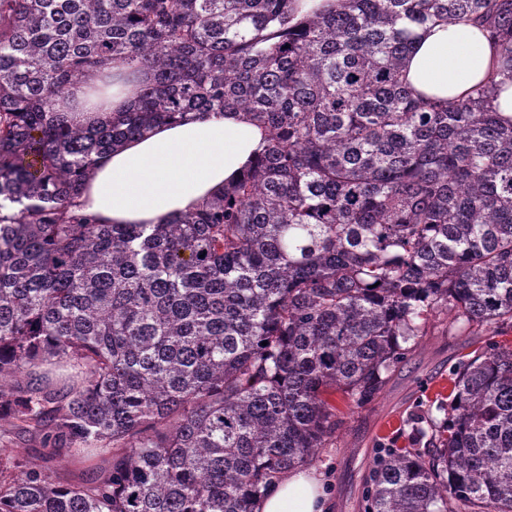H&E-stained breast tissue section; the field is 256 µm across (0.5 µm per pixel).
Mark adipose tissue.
<instances>
[{
  "mask_svg": "<svg viewBox=\"0 0 512 512\" xmlns=\"http://www.w3.org/2000/svg\"><path fill=\"white\" fill-rule=\"evenodd\" d=\"M496 63L497 47L480 24H427L414 30L404 75L422 96L458 99L487 82ZM148 78L144 71L129 80L113 68L111 79L90 77L66 95L59 110L86 126L111 121ZM265 145V130L235 109L159 125L104 154L77 203L104 224H160L223 194ZM330 506L323 473L300 467L269 488L257 512H329Z\"/></svg>",
  "mask_w": 512,
  "mask_h": 512,
  "instance_id": "adipose-tissue-1",
  "label": "adipose tissue"
}]
</instances>
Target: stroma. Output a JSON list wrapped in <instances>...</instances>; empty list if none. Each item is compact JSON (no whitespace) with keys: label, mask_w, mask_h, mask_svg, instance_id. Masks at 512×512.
Segmentation results:
<instances>
[{"label":"stroma","mask_w":512,"mask_h":512,"mask_svg":"<svg viewBox=\"0 0 512 512\" xmlns=\"http://www.w3.org/2000/svg\"><path fill=\"white\" fill-rule=\"evenodd\" d=\"M475 348L472 337L440 323L420 337L416 349L372 403L350 408L340 395H331L339 411V426L333 441L319 449L312 461L329 481L331 512H359L375 442L409 445L413 419L424 414L437 395L449 393V372L461 355Z\"/></svg>","instance_id":"stroma-1"}]
</instances>
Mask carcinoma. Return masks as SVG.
I'll return each instance as SVG.
<instances>
[{
    "label": "carcinoma",
    "instance_id": "obj_1",
    "mask_svg": "<svg viewBox=\"0 0 512 512\" xmlns=\"http://www.w3.org/2000/svg\"><path fill=\"white\" fill-rule=\"evenodd\" d=\"M470 18L512 82V0H0V512H256L380 396L438 316L512 328V118L493 85L422 99L412 27ZM150 72L127 112L69 123L93 74ZM238 109L255 164L163 224L75 210L96 159ZM448 417L379 446L363 512H512V348L458 363ZM68 454L82 478L49 463Z\"/></svg>",
    "mask_w": 512,
    "mask_h": 512
}]
</instances>
